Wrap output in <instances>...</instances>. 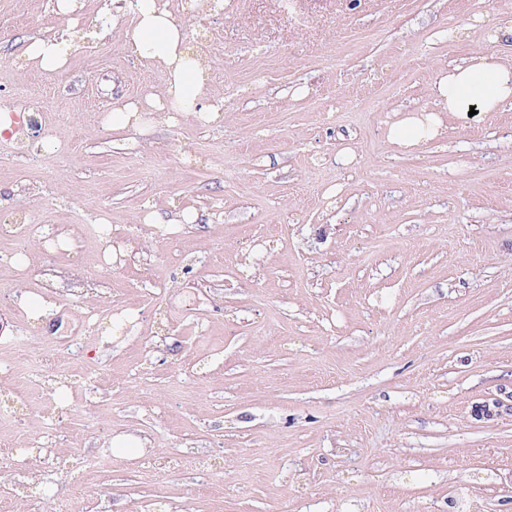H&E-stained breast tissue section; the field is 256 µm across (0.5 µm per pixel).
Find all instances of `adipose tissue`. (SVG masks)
Masks as SVG:
<instances>
[{"instance_id":"obj_1","label":"adipose tissue","mask_w":512,"mask_h":512,"mask_svg":"<svg viewBox=\"0 0 512 512\" xmlns=\"http://www.w3.org/2000/svg\"><path fill=\"white\" fill-rule=\"evenodd\" d=\"M133 12L135 21L123 32L124 45L158 70L163 94L114 105L105 118L106 126L115 131L139 130L148 125L151 115L164 112L206 122L218 120L222 101L209 102L203 97L207 64L188 47L165 0H135ZM488 37L499 45V52L474 54L440 72L432 86V109L399 114L387 128L388 140L411 153L443 135L445 115L465 121L470 111L494 112L512 100V61L505 59L512 54V19L493 26ZM23 57L26 66L54 73L68 62V42L62 37L35 39L26 46Z\"/></svg>"}]
</instances>
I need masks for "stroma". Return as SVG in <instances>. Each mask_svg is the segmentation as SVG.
<instances>
[{
	"label": "stroma",
	"mask_w": 512,
	"mask_h": 512,
	"mask_svg": "<svg viewBox=\"0 0 512 512\" xmlns=\"http://www.w3.org/2000/svg\"><path fill=\"white\" fill-rule=\"evenodd\" d=\"M83 2L70 28L56 0H0V108L26 115L0 139V224L34 227L0 239L29 259L0 283V497L512 512V101L411 154L385 135L438 70L495 51L512 0H169L224 116L121 134L104 115L162 78L123 45L126 0ZM55 33L67 66L25 67ZM32 294L54 305L38 325ZM21 353L53 367L14 373ZM126 436L142 454L111 449Z\"/></svg>",
	"instance_id": "1"
}]
</instances>
